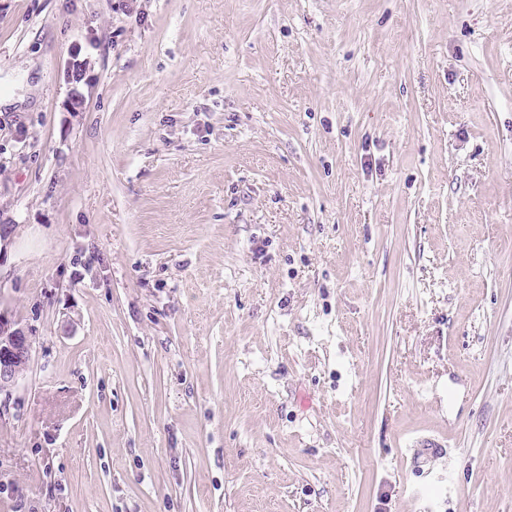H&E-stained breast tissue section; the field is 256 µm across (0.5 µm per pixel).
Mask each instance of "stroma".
I'll list each match as a JSON object with an SVG mask.
<instances>
[{
	"label": "stroma",
	"instance_id": "stroma-1",
	"mask_svg": "<svg viewBox=\"0 0 512 512\" xmlns=\"http://www.w3.org/2000/svg\"><path fill=\"white\" fill-rule=\"evenodd\" d=\"M1 91L0 512H512V0H0ZM0 311V388L15 383L25 370L31 355L29 336L22 328H13Z\"/></svg>",
	"mask_w": 512,
	"mask_h": 512
}]
</instances>
